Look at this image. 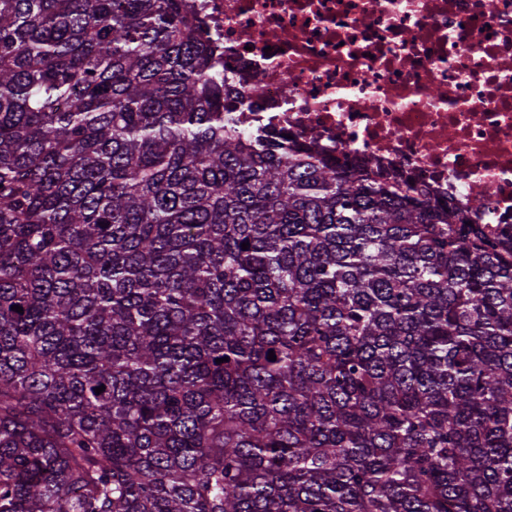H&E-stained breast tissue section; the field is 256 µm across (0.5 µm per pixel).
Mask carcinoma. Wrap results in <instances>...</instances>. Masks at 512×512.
Returning a JSON list of instances; mask_svg holds the SVG:
<instances>
[{
  "mask_svg": "<svg viewBox=\"0 0 512 512\" xmlns=\"http://www.w3.org/2000/svg\"><path fill=\"white\" fill-rule=\"evenodd\" d=\"M212 58L0 0V512H512V224L244 134Z\"/></svg>",
  "mask_w": 512,
  "mask_h": 512,
  "instance_id": "cac0c4a2",
  "label": "carcinoma"
}]
</instances>
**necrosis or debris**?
<instances>
[{"mask_svg": "<svg viewBox=\"0 0 512 512\" xmlns=\"http://www.w3.org/2000/svg\"><path fill=\"white\" fill-rule=\"evenodd\" d=\"M246 133L512 224V0H181Z\"/></svg>", "mask_w": 512, "mask_h": 512, "instance_id": "4bbe7bcc", "label": "necrosis or debris"}]
</instances>
